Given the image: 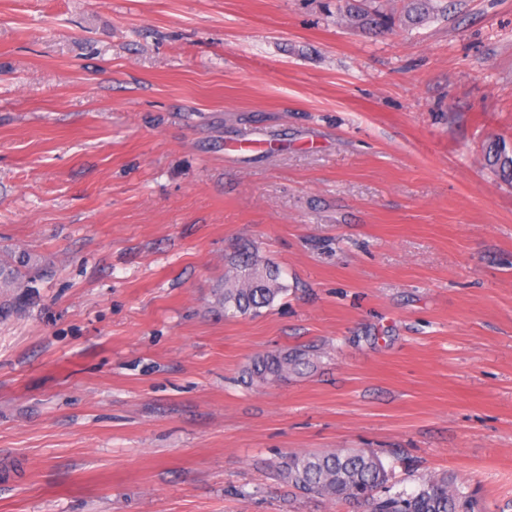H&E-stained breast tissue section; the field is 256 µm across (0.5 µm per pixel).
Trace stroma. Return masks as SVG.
I'll return each mask as SVG.
<instances>
[{
    "mask_svg": "<svg viewBox=\"0 0 512 512\" xmlns=\"http://www.w3.org/2000/svg\"><path fill=\"white\" fill-rule=\"evenodd\" d=\"M369 32L325 0H0V512H366L292 453L368 448L512 512V0ZM250 250L287 290L212 307ZM313 347L264 386L260 354ZM485 160L500 176L512 179V149L506 143L496 141L489 144ZM42 276V268L25 250L0 260V319L19 310Z\"/></svg>",
    "mask_w": 512,
    "mask_h": 512,
    "instance_id": "stroma-1",
    "label": "stroma"
}]
</instances>
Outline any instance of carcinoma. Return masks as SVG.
<instances>
[{"label":"carcinoma","mask_w":512,"mask_h":512,"mask_svg":"<svg viewBox=\"0 0 512 512\" xmlns=\"http://www.w3.org/2000/svg\"><path fill=\"white\" fill-rule=\"evenodd\" d=\"M337 7L351 25L364 30L387 26L390 17L367 6L364 0H344ZM453 0H407L402 22L417 26L430 16L443 14ZM485 160L498 174L512 178V149L496 141L487 147ZM42 278V268L26 251H15L0 260V319L11 316L25 303ZM279 267L250 256L232 258L224 283L214 289V304L226 318L257 315L273 306L286 291ZM311 364L302 349L267 353L249 367L250 380L267 383L288 373H300ZM278 478L304 497L336 501L353 499L366 503L370 512H479L468 487L446 473L422 479L411 493L389 485L381 459L363 448H337L321 453L285 455L276 465Z\"/></svg>","instance_id":"carcinoma-1"}]
</instances>
